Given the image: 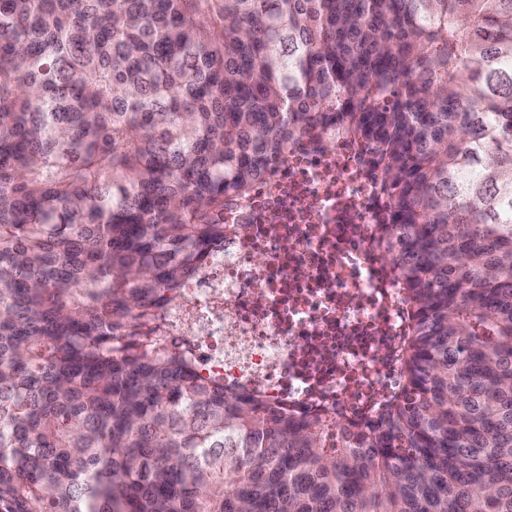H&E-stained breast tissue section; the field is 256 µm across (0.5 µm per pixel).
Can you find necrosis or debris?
I'll list each match as a JSON object with an SVG mask.
<instances>
[{
    "label": "necrosis or debris",
    "mask_w": 512,
    "mask_h": 512,
    "mask_svg": "<svg viewBox=\"0 0 512 512\" xmlns=\"http://www.w3.org/2000/svg\"><path fill=\"white\" fill-rule=\"evenodd\" d=\"M387 213L348 143L291 151L225 207L240 231L171 310V343L226 388L303 416L369 419L399 382L401 307L369 248Z\"/></svg>",
    "instance_id": "4bbe7bcc"
}]
</instances>
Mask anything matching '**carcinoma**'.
<instances>
[{"instance_id": "carcinoma-1", "label": "carcinoma", "mask_w": 512, "mask_h": 512, "mask_svg": "<svg viewBox=\"0 0 512 512\" xmlns=\"http://www.w3.org/2000/svg\"><path fill=\"white\" fill-rule=\"evenodd\" d=\"M338 140L403 312L369 429L165 336ZM0 512H512V0H0Z\"/></svg>"}]
</instances>
